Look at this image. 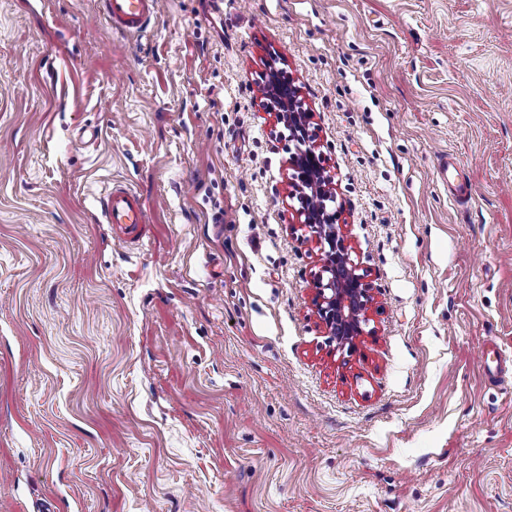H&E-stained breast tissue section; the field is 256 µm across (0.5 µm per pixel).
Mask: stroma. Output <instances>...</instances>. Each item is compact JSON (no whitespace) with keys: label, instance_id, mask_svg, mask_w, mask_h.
<instances>
[{"label":"stroma","instance_id":"stroma-1","mask_svg":"<svg viewBox=\"0 0 512 512\" xmlns=\"http://www.w3.org/2000/svg\"><path fill=\"white\" fill-rule=\"evenodd\" d=\"M277 68L374 286L351 351L288 232ZM491 337L512 357V0H160L139 37L0 0V512H512ZM104 224L113 225L125 242H139L142 230L149 224L141 195L119 182H113L100 199Z\"/></svg>","mask_w":512,"mask_h":512}]
</instances>
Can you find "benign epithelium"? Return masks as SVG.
Masks as SVG:
<instances>
[{"instance_id":"obj_1","label":"benign epithelium","mask_w":512,"mask_h":512,"mask_svg":"<svg viewBox=\"0 0 512 512\" xmlns=\"http://www.w3.org/2000/svg\"><path fill=\"white\" fill-rule=\"evenodd\" d=\"M263 106L275 119L288 122L291 131L288 140L295 142L289 165L294 170L292 184L296 191L306 200L304 184L317 185L321 189L322 202L305 203L298 210L303 217L302 226L307 228L311 240L324 254V264L315 275L312 304L330 341L340 350H351L361 336L374 335V331L365 330L370 321L374 294L366 273L358 272L357 264L351 259L345 225L338 223L341 210L327 209V203L335 201V197L328 189L330 180L325 175L322 154L316 152L315 142L310 137L300 134L306 129L310 113L295 111L291 89L280 86L274 77L267 86Z\"/></svg>"}]
</instances>
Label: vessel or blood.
Listing matches in <instances>:
<instances>
[{"label":"vessel or blood","instance_id":"vessel-or-blood-1","mask_svg":"<svg viewBox=\"0 0 512 512\" xmlns=\"http://www.w3.org/2000/svg\"><path fill=\"white\" fill-rule=\"evenodd\" d=\"M104 20L121 34L146 31L159 10V0H99ZM104 223L113 225L125 242H139L148 224L141 195L125 184L115 182L100 199Z\"/></svg>","mask_w":512,"mask_h":512}]
</instances>
